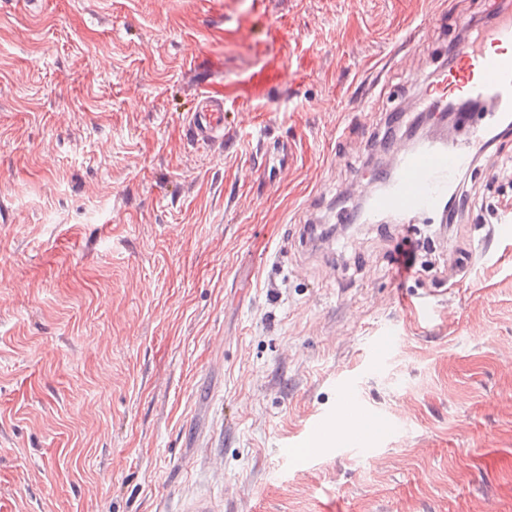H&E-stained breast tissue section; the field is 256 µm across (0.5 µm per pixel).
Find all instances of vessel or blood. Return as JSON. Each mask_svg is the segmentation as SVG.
<instances>
[{
	"instance_id": "vessel-or-blood-1",
	"label": "vessel or blood",
	"mask_w": 512,
	"mask_h": 512,
	"mask_svg": "<svg viewBox=\"0 0 512 512\" xmlns=\"http://www.w3.org/2000/svg\"><path fill=\"white\" fill-rule=\"evenodd\" d=\"M444 81L449 92L466 101L490 100L493 108L464 114L471 128L462 142L430 143L414 151L394 152V165L377 172L384 189L372 195L362 212L343 208L338 224H435L446 218L465 222L468 212L458 201V174L487 151V135L512 131V11L502 13L483 40L455 43ZM187 130L198 143L211 144L224 136V100L204 94L187 115Z\"/></svg>"
}]
</instances>
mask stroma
<instances>
[{
  "instance_id": "obj_1",
  "label": "stroma",
  "mask_w": 512,
  "mask_h": 512,
  "mask_svg": "<svg viewBox=\"0 0 512 512\" xmlns=\"http://www.w3.org/2000/svg\"><path fill=\"white\" fill-rule=\"evenodd\" d=\"M494 2L0 0V512H512V251L454 277L512 136L411 276L390 224L299 244ZM204 93L253 124L195 143Z\"/></svg>"
}]
</instances>
